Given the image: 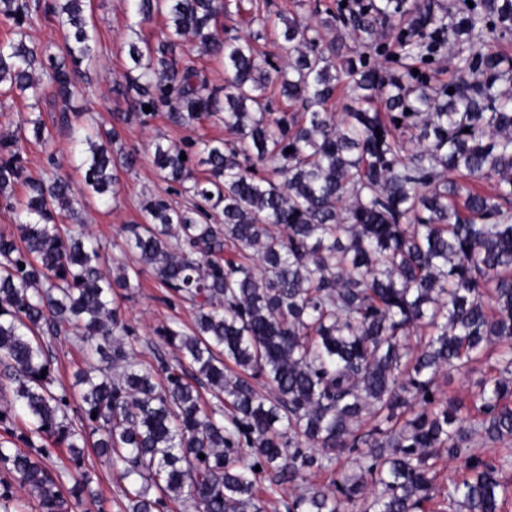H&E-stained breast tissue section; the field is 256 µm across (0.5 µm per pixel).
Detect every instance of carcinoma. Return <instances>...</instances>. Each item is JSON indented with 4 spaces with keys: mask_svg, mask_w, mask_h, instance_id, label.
<instances>
[{
    "mask_svg": "<svg viewBox=\"0 0 512 512\" xmlns=\"http://www.w3.org/2000/svg\"><path fill=\"white\" fill-rule=\"evenodd\" d=\"M38 8L0 0L13 24L0 41V86L34 109L37 72L46 75L84 171L80 199L52 154L45 176L24 174L25 143L51 138L39 116L0 139V197L16 220V231H0V362L9 369L0 427L22 420L18 439L31 448L0 442V465L41 512L81 503L90 446L123 485L126 512H158L168 500L261 512L265 471L292 485L287 512H426L433 501L446 512H501L512 469V62L482 34L512 36V0H456L440 18L431 0L409 10L403 0L341 6L363 51L335 72L343 46L323 44L319 23L285 21L278 66L260 56L257 35L219 36L224 0H131L117 92L135 96L123 121L145 125L164 112L191 128L216 118L228 138L154 143L160 179L191 202L173 206L167 189L146 201L142 222L112 242L135 263L116 260L108 274L107 246L60 218L88 196L116 193L118 168L134 167L137 153L95 142L121 133L85 127L72 107L95 58L89 0L47 4L61 30L47 66L27 43ZM407 11L393 52L378 28ZM156 16L165 31L151 42L138 27ZM188 37L223 60L224 87L176 57ZM463 42L455 79L433 84L419 65ZM388 56L391 70L375 61ZM343 82L353 105L338 115L329 103ZM274 83L301 111H272ZM484 178L494 193L465 183ZM230 248L239 259L223 257ZM148 273L195 310L192 327L162 328L178 357L154 369L127 341L134 331L118 303ZM69 331L87 360L71 393L57 386L49 351ZM483 359L494 374L476 382L472 405L439 388V377L467 376ZM37 440L66 449L69 492ZM443 460L465 475L438 481ZM322 470L334 473L329 485L308 481Z\"/></svg>",
    "mask_w": 512,
    "mask_h": 512,
    "instance_id": "1",
    "label": "carcinoma"
}]
</instances>
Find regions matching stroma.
<instances>
[{
	"mask_svg": "<svg viewBox=\"0 0 512 512\" xmlns=\"http://www.w3.org/2000/svg\"><path fill=\"white\" fill-rule=\"evenodd\" d=\"M339 0H224V13L217 19V28L223 35L259 34L258 45L263 52L276 54L277 42L282 39L285 17L309 14L317 10L319 19L330 20L326 28L327 39L343 38L345 50L355 48L349 38L348 27L337 21ZM97 27L96 59L89 70L85 97L79 102L104 128L119 127L122 145L138 154L137 165L129 171L118 173L117 195L108 202L91 199L79 206L70 221L85 225L88 233L103 243L117 239L122 225L139 221L141 202L150 195L164 190L153 164L152 143L157 138L179 143L190 138L220 139L224 126L205 121L194 129L173 125L165 113H158L147 125L138 122L121 123L119 115L132 109V100L118 94L116 81L122 80L127 66V27L133 21L123 0H91ZM44 122L52 133L48 144H27L23 164L28 174L39 176L47 169L48 155L68 161L71 143L65 129L58 123L59 112L51 94H44L38 107ZM122 312L135 330L133 347L142 360L155 364L157 359L173 360L175 353L160 336L164 326L179 324L191 326L194 319L192 307L169 295L151 276H144L142 285L131 298L121 300ZM87 467L92 481L76 512H125L126 499L111 471L98 461L95 453H88Z\"/></svg>",
	"mask_w": 512,
	"mask_h": 512,
	"instance_id": "35a3bbf8",
	"label": "stroma"
}]
</instances>
